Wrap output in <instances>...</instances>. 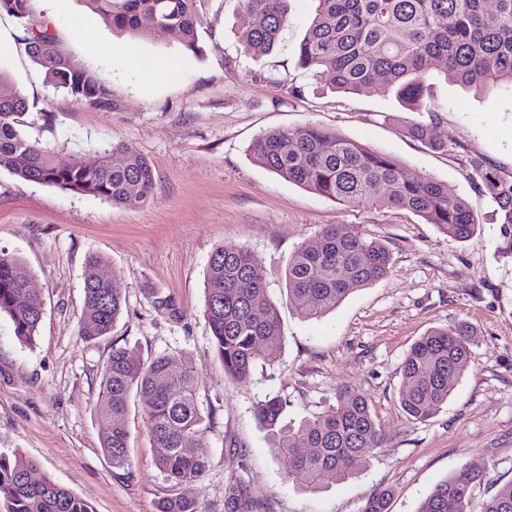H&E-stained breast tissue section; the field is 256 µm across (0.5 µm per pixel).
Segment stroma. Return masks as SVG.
Segmentation results:
<instances>
[{
  "label": "stroma",
  "mask_w": 512,
  "mask_h": 512,
  "mask_svg": "<svg viewBox=\"0 0 512 512\" xmlns=\"http://www.w3.org/2000/svg\"><path fill=\"white\" fill-rule=\"evenodd\" d=\"M203 10L215 32L202 36L203 52L194 56L163 31L145 41L112 33L81 0L72 4L83 22L77 32L48 6L39 8L60 48L111 88L109 112L84 108L47 84L18 43L14 19L0 15L7 35L0 71L52 116L28 136L63 156L122 142L146 156L156 174L150 199L124 207L0 170V252L27 265L44 303L31 346L0 316V450L35 459L42 474L94 512H157L172 487L153 461L139 397L127 413L132 477L113 476L100 448L99 376L112 346H127L146 362L177 355L198 381L209 457L193 490L199 512H225V499L239 486L246 496L238 512H360L380 487L395 491L390 512H416L437 481L477 457L487 463L471 504L480 512L512 483V226H504L496 201L469 174L478 161L512 181V87L478 94L434 73L432 109L419 118L447 143V151H436L404 136L407 111L393 92L376 86L337 93L328 77L296 66L313 0H290L277 48L257 59L240 41V0H205ZM128 42L137 59L121 51ZM157 57L176 58L177 69L145 78L138 61ZM291 86L302 97L288 94ZM311 124L393 155L409 176L447 184L470 202L477 231L454 242L408 211L316 196L250 157L248 146L261 132ZM326 224L359 225L383 240L392 269L322 318L305 319L288 302L285 274L295 250ZM230 244L257 254L256 271L284 336L280 356L259 359L244 381L225 374L204 316L209 257ZM92 254L116 273L127 306L110 336L87 344L77 321ZM164 300L173 310L161 308ZM461 323L480 337L472 367L436 416L409 422L398 402L406 351L430 329ZM340 385L370 398L387 443L356 478L301 493L288 483L289 461L273 453L253 408L285 399V420L293 423L327 408Z\"/></svg>",
  "instance_id": "1"
}]
</instances>
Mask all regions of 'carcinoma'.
Returning a JSON list of instances; mask_svg holds the SVG:
<instances>
[{
    "label": "carcinoma",
    "instance_id": "obj_1",
    "mask_svg": "<svg viewBox=\"0 0 512 512\" xmlns=\"http://www.w3.org/2000/svg\"><path fill=\"white\" fill-rule=\"evenodd\" d=\"M104 25L118 33L147 38L162 29L186 50L201 51L200 33L213 31L204 0H81ZM241 40L251 56L268 55L288 24L289 0H240ZM314 17L296 49V63L313 74L330 75L338 92L361 94L376 84L391 89L411 112H429L434 69L465 87L483 91L512 86V0H313ZM12 16L19 41L44 73L45 81L79 104L112 111V91L93 71L54 52L55 36L37 19L33 0H0ZM48 120L32 115L25 97L0 72V170L25 181L92 195L119 206L145 203L154 187L148 159L117 143L103 152L58 156L24 128ZM407 136L446 150L431 126L410 119ZM253 160L311 193L343 203L367 202L405 209L435 225L451 241H463L478 228L469 202L448 193L429 176L410 177L392 155L335 131L311 125L301 130L272 129L249 146ZM474 173L512 224V182L476 161ZM257 257L247 247L224 245L211 254L205 279V316L224 372L249 377L259 351L281 354L279 313L257 279ZM106 260H88L78 336L91 343L108 336L119 319L124 297L116 281L101 278ZM386 245L358 225L323 226L292 255L286 271L288 301L305 318L336 309L349 294L390 273ZM30 272L17 257L0 253V314L9 316L17 339L30 344L43 318L41 298L29 292ZM477 345L476 332L461 324L435 329L417 339L400 364L401 409L413 422L433 417L467 371ZM106 408L98 419L100 445L118 477L132 475L129 430L125 423L131 395L147 403L145 422L155 465L176 492L158 502V512H198L191 491L205 474L209 457L200 436L203 422L197 380L170 354L142 362L125 347H112L100 375ZM336 404L282 424L287 401L268 398L253 410L274 451L288 457V481L309 492L344 482L366 465L368 454L384 447L386 434L370 399L339 386ZM486 463L472 459L434 485L418 512H470ZM36 461L0 451V512H93L91 505L45 475ZM393 491L379 488L360 512H389ZM481 512H512V484L503 486Z\"/></svg>",
    "mask_w": 512,
    "mask_h": 512
}]
</instances>
